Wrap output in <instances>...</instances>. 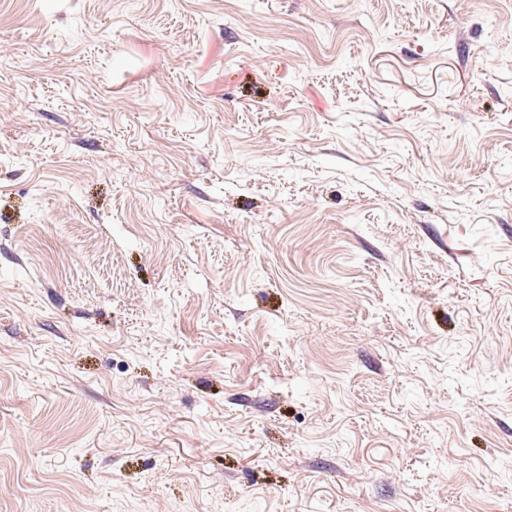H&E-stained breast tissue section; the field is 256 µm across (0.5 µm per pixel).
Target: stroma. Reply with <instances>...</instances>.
Here are the masks:
<instances>
[{
	"label": "stroma",
	"mask_w": 512,
	"mask_h": 512,
	"mask_svg": "<svg viewBox=\"0 0 512 512\" xmlns=\"http://www.w3.org/2000/svg\"><path fill=\"white\" fill-rule=\"evenodd\" d=\"M0 512H512V0H0Z\"/></svg>",
	"instance_id": "1"
}]
</instances>
